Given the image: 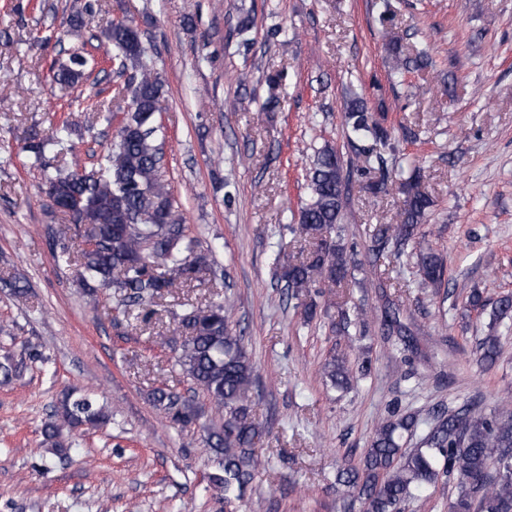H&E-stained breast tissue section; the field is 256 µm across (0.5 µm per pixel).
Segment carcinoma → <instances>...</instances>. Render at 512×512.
Instances as JSON below:
<instances>
[{
	"label": "carcinoma",
	"instance_id": "cac0c4a2",
	"mask_svg": "<svg viewBox=\"0 0 512 512\" xmlns=\"http://www.w3.org/2000/svg\"><path fill=\"white\" fill-rule=\"evenodd\" d=\"M85 18L70 19V36L77 47L54 71L55 80L75 85L86 74L91 59L82 43ZM112 46L107 61L134 71L130 102L117 140L99 157L90 171L80 170L77 148L60 137L69 119L60 118L53 137L28 134L25 151L40 165L44 184L65 202L69 223L52 231L53 249L70 258L76 238L92 247L80 251L78 280L90 292L115 289L117 310L143 305L169 295L187 283L202 281L213 271L207 253L188 233L173 203L169 184L162 178L163 143L155 123L162 109L163 85L144 62L145 50L139 33L118 22L106 29ZM389 64L400 73L424 67V53L415 58L403 54L397 42L389 47ZM347 143L356 159L368 165L388 132L367 112L364 102L352 99L346 112ZM69 154L71 164L51 166L48 153ZM346 175L339 151L325 146L314 156L307 175L308 200L301 207L297 231L314 239V247L302 261L279 265V278L291 297L298 300L306 322L317 316L318 304L311 289L322 283L346 280L352 254L341 243V215L346 204ZM404 195L400 222L381 224L373 230L374 242L395 248L418 234L432 206L429 194L415 176L399 183ZM446 268L443 257L433 250L417 254L415 276L422 286L442 283ZM233 302L227 298L179 318L182 343L173 348L175 364L207 396L223 422L208 432V451L221 460V469L209 477L210 485L224 496V504L238 512L246 487L265 465L257 444L263 428L252 416L253 365L243 337L233 334L230 318ZM512 311V296L495 305L489 333L478 343V361L493 365L500 355L497 320ZM323 374L337 388L352 385L354 375L346 357H332ZM152 402L171 422L187 426L199 413L194 403L180 393L158 387ZM109 413L89 394H66L42 427L56 453L64 452L58 438L65 430H97L107 425ZM419 425L416 414L398 415L384 421L372 436L369 448L358 462L342 459L337 483L352 489L364 512H401V506L446 477L457 482V493L449 512H512V415L482 412L470 406L458 410L433 411V423L417 447H403V435H412Z\"/></svg>",
	"mask_w": 512,
	"mask_h": 512
}]
</instances>
